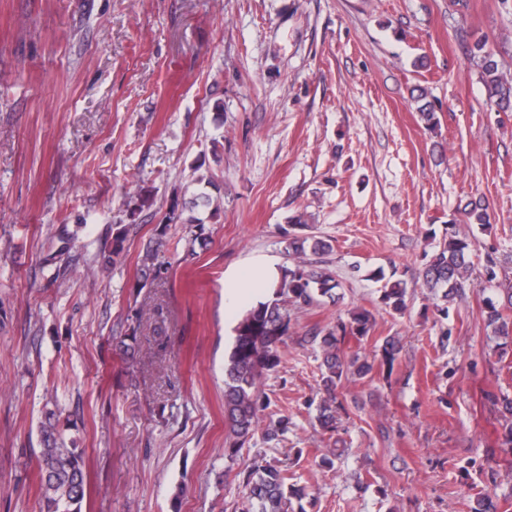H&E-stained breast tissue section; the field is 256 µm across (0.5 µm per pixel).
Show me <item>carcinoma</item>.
Listing matches in <instances>:
<instances>
[{"instance_id": "obj_1", "label": "carcinoma", "mask_w": 512, "mask_h": 512, "mask_svg": "<svg viewBox=\"0 0 512 512\" xmlns=\"http://www.w3.org/2000/svg\"><path fill=\"white\" fill-rule=\"evenodd\" d=\"M485 44L477 42L469 49V54L480 70L487 91L490 106L497 111H512V74L499 69L498 63L484 50ZM414 96L419 103L421 120L428 128H435L439 119L431 102L426 100L423 89H416ZM153 197L141 190L131 196L126 203L127 211L134 214L151 207ZM470 223L486 227L491 223L490 205L476 201L470 203L467 212ZM171 224H191L194 227V240L205 234L204 219L185 215L179 199L171 201L165 215L164 226ZM308 228L302 218L296 216L288 229V254L298 258V262L286 269L280 279L274 281L268 296L247 309L235 328V339L224 364V420L229 446L228 456H236L254 436L260 416L268 408L265 393L261 390L263 375L274 370L280 363L279 347L291 329V315L288 305L298 308L320 303L338 287L335 279L326 270L301 260L306 250L325 255L333 251V246L322 239L300 234ZM125 230L116 225L112 240L111 255L105 260L108 267L119 262L125 252ZM471 241L467 235L457 231L436 246L429 261L418 270L414 279L433 293H441L443 301L464 293L473 285L474 264L471 258ZM169 263L160 258L159 249H149L143 259L144 279L158 278L168 271ZM502 266L498 250L492 248L485 253L484 269L488 281L497 277L496 268ZM369 278L381 284L382 303L395 310L406 308L407 282L398 275L396 267L390 273L378 268ZM142 311L131 310L127 315L128 327L120 337V346L126 354H135L138 347L137 333L141 325ZM373 315L360 308L350 313L347 319H339L329 327L316 328L310 341L319 345L322 355L321 366L325 397L319 406L318 420L322 428L336 432L337 389L349 377L365 378L374 369L392 368L399 353L401 341L396 336L387 337L382 346V356L374 364L355 352L351 355L342 349L345 340L353 337L360 341L366 337L372 326ZM488 324L494 334L507 338L512 335V320H507L493 302H488ZM58 420L54 413L46 416L42 423L43 448L38 457L39 487L44 504L43 512H82L87 491V472L83 451L67 446L58 436ZM246 491L249 508L247 512H304L294 510L293 501H300L304 493L288 483L284 470L271 465H253L236 473Z\"/></svg>"}]
</instances>
